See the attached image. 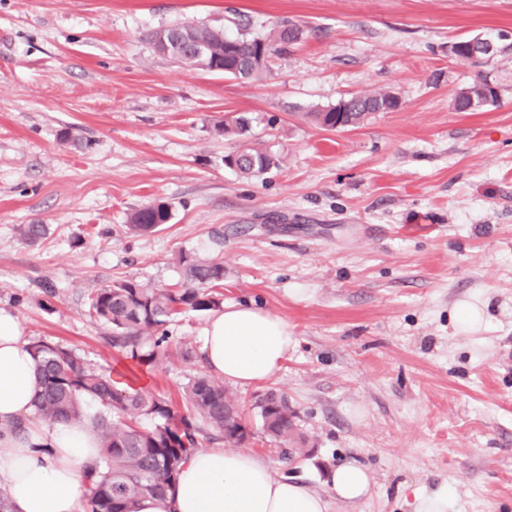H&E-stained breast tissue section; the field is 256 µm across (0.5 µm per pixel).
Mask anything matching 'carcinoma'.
I'll return each mask as SVG.
<instances>
[{
    "label": "carcinoma",
    "instance_id": "carcinoma-1",
    "mask_svg": "<svg viewBox=\"0 0 512 512\" xmlns=\"http://www.w3.org/2000/svg\"><path fill=\"white\" fill-rule=\"evenodd\" d=\"M191 28L193 35L209 43L217 55V67L233 78L251 79L263 68L248 70L245 64L258 47L265 45L274 54L285 37L298 40L301 30L294 24L280 26L250 36H232L223 30H211L177 24L169 30ZM394 94L357 95L341 103L343 122L356 128L372 113L393 109ZM499 91L481 76L459 89L453 98L458 112L471 107L497 103ZM217 130L235 136L249 131V120L239 116L233 123L217 125ZM224 165L242 174L259 177L278 166V159L267 151L245 148L224 156ZM171 208L159 202L130 215L128 229L134 234L158 230L168 223ZM20 235L35 243L47 233L44 224H24ZM188 286L181 291L148 290L133 282L95 288L88 295V307L103 323L112 327L116 341L132 359L141 357L140 341L154 334L153 349L147 357L156 359L167 342L166 333L155 335L167 320L185 309L211 310L219 306L213 290L224 286V265L183 257ZM37 366L38 384L34 396L36 413L51 421L86 424L99 439L98 461L85 475L89 512H132L134 502L144 496L165 499L181 466L198 447V433L205 425L220 432L224 442L237 447L246 438L247 425L238 404L224 388V383L207 375L189 380L185 391L186 408L194 419L178 414L167 400L137 389L119 390L111 374L88 368L74 351L44 341L29 344ZM263 428L268 436L288 446L297 443L294 419L288 397L269 390L256 402ZM150 415L155 424L139 426L138 417Z\"/></svg>",
    "mask_w": 512,
    "mask_h": 512
}]
</instances>
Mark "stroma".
<instances>
[{
  "label": "stroma",
  "instance_id": "obj_1",
  "mask_svg": "<svg viewBox=\"0 0 512 512\" xmlns=\"http://www.w3.org/2000/svg\"><path fill=\"white\" fill-rule=\"evenodd\" d=\"M301 42L242 80L175 62L150 35L175 24L233 35L283 22ZM512 35V0H0V308L27 341L91 369L147 375L182 406L204 372L207 311L166 325L167 354L139 364L91 316V289H181L182 257L224 265L221 305L253 303L299 344L271 380L229 384L278 477L328 493L357 460L370 494L331 512H414L445 483L453 512H512V63L448 57L458 38ZM499 102L458 112L480 75ZM385 91L399 107L328 130L309 112ZM249 135L217 124L237 114ZM277 169L247 178L227 154ZM171 219L134 236V211ZM23 224L48 225L36 244ZM486 322H457L462 303ZM288 397L307 455L282 459L254 404ZM225 166L236 171L259 177L274 167H278V159L267 151L254 148H245L241 151L224 157Z\"/></svg>",
  "mask_w": 512,
  "mask_h": 512
}]
</instances>
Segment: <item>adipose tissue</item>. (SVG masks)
I'll return each mask as SVG.
<instances>
[{"label": "adipose tissue", "mask_w": 512, "mask_h": 512, "mask_svg": "<svg viewBox=\"0 0 512 512\" xmlns=\"http://www.w3.org/2000/svg\"><path fill=\"white\" fill-rule=\"evenodd\" d=\"M298 345L288 324L250 305H228L203 332L204 365L234 384L274 378ZM35 361L18 319L0 310V486L13 512H85L83 471L97 458V439L76 423L48 421L33 406ZM329 486L353 503L371 491L367 468L337 467ZM134 512H328L323 494L277 478L239 448H201L183 465L165 501L138 499Z\"/></svg>", "instance_id": "ef3b65f1"}]
</instances>
